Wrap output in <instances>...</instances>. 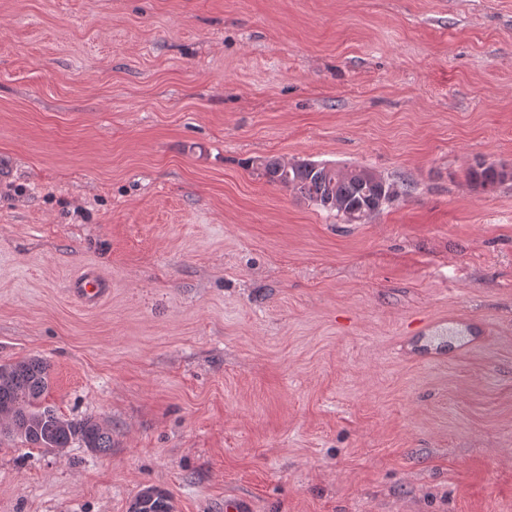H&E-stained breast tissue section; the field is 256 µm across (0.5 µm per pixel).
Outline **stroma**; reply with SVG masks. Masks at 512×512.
<instances>
[{"mask_svg":"<svg viewBox=\"0 0 512 512\" xmlns=\"http://www.w3.org/2000/svg\"><path fill=\"white\" fill-rule=\"evenodd\" d=\"M407 196L347 224L253 160ZM512 0H0V512H512ZM95 269L96 306L72 295ZM501 176L509 178L512 174V168L494 166ZM491 167L478 168L470 172V178L483 188H494L496 185L504 182L499 178L498 172ZM0 413L12 411L5 428L35 448H68L78 443L92 453L105 454L112 449V434L91 417L63 419L43 404L50 386V365L32 357L0 365ZM149 494L137 496L130 512H173L171 498L162 490H148Z\"/></svg>","mask_w":512,"mask_h":512,"instance_id":"stroma-1","label":"stroma"}]
</instances>
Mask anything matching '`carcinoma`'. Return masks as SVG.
<instances>
[{
  "label": "carcinoma",
  "mask_w": 512,
  "mask_h": 512,
  "mask_svg": "<svg viewBox=\"0 0 512 512\" xmlns=\"http://www.w3.org/2000/svg\"><path fill=\"white\" fill-rule=\"evenodd\" d=\"M255 167L268 183L289 189L341 218L352 214L370 217L405 194L395 183L360 166L336 168L310 159L285 162L270 157L255 161ZM470 178L483 188L502 183L491 167L472 170ZM49 386L50 365L42 358L1 364L0 412H13L5 428L35 448H67L78 443L93 453L110 452L112 434L95 419H64L43 404ZM130 512H173V505L164 491L153 490L139 494Z\"/></svg>",
  "instance_id": "1"
}]
</instances>
